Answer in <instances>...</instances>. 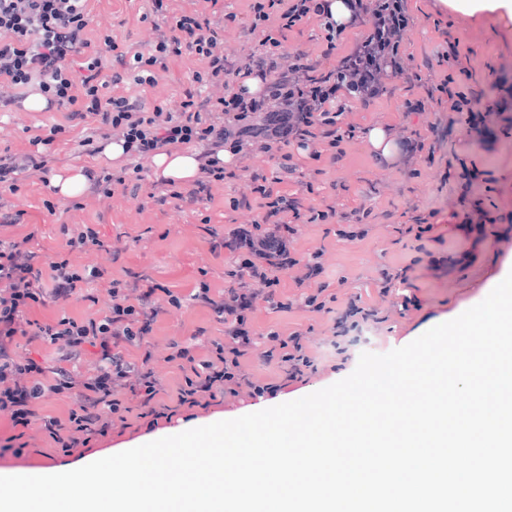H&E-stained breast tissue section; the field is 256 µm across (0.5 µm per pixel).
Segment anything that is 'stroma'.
I'll return each mask as SVG.
<instances>
[{
	"instance_id": "35a3bbf8",
	"label": "stroma",
	"mask_w": 512,
	"mask_h": 512,
	"mask_svg": "<svg viewBox=\"0 0 512 512\" xmlns=\"http://www.w3.org/2000/svg\"><path fill=\"white\" fill-rule=\"evenodd\" d=\"M253 0H169L168 18L202 12L224 19V47L240 57L256 52L264 32H249ZM412 18L404 41L406 62L412 71L431 84L455 80L473 92L490 109L482 133L471 131L465 115L452 113L443 94L423 97L421 89L405 78H392L386 92L367 104L348 103L340 127L355 126L353 139L341 145L339 161L328 156L313 160L299 155L305 186L290 185L304 206H335L337 212L369 210L368 232L349 240L338 235L334 224H303L290 244L291 251L307 257L319 255L326 282L328 310L312 312L298 305L301 293L316 291L317 283L305 281L303 266L280 273L277 297L292 301L289 310L272 309L256 299L251 315L257 334L256 348L241 361L242 371L255 384L275 387L272 395L253 398L247 393L225 396L222 404L202 409L178 405L183 375L167 356L170 345L191 336L223 335L222 319L202 304L174 307L169 294L186 295L200 283L212 294L225 287L224 270L230 255L224 238L235 228L259 220L260 211L249 204L248 185L256 172L272 173L276 161L269 154L246 150L234 156L237 177L212 183L207 199L196 210L161 204L152 197L158 178L151 160H141V188L131 193L115 187L111 197L87 193L61 199L45 186L41 172L34 171L19 183L9 201L19 218L0 222V239L26 241L38 265L54 257L69 259L74 266L96 265L106 276L132 275L142 284H162L154 296L160 312L150 342L154 369L165 391L153 402L160 414L155 429H148L139 406H132L124 431L94 436L87 445L66 453L41 428L43 416L67 418L71 399L53 396L37 402V414L21 437L10 428L0 429V471L27 474L44 465L66 464L104 451L134 448L182 431L233 419L301 398L347 377L359 356L368 351L387 353L403 347L430 328L452 320L480 303L495 287L505 270L512 268V124L498 110L500 78L512 80V21L498 16H467L443 5L442 0H407ZM86 34L101 45L103 96L141 97L178 109L192 89L197 68L189 54L173 57L167 70L157 72L152 87L112 84L118 64L116 50L147 53L156 37L150 0H88ZM111 35L113 46L103 45ZM357 28L346 30L334 51H327L319 23L305 20L279 33L285 54L303 52L317 69L332 68L342 53L360 36ZM422 97V111L405 114V100ZM63 126L51 145L43 147L51 174L77 168L119 171L129 158L107 160L103 154L88 155L79 142L82 128L70 121L68 110L32 112L26 109L0 113V153L31 150L35 137H47L51 127ZM448 128L443 138L433 127ZM415 134L432 146L433 155L418 156L410 169L383 162L369 142L372 128ZM467 181H460V174ZM433 216L434 228L423 237L409 232L412 217ZM92 225L102 242L89 253L69 251L63 226ZM388 269L397 279L389 294H381L378 273ZM377 310L379 322L367 331L334 336L339 314L353 300ZM111 303L105 283L86 288L82 296L62 307L36 311V318L68 316L76 319L105 310ZM280 337L303 333L314 367L298 379L286 378L283 367L267 361L263 353L269 332Z\"/></svg>"
}]
</instances>
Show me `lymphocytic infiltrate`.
<instances>
[{
    "label": "lymphocytic infiltrate",
    "mask_w": 512,
    "mask_h": 512,
    "mask_svg": "<svg viewBox=\"0 0 512 512\" xmlns=\"http://www.w3.org/2000/svg\"><path fill=\"white\" fill-rule=\"evenodd\" d=\"M347 21L333 20L329 0H254L250 30L276 23L289 30L306 19H317L325 32L326 47L335 50L343 33L352 27L363 33L329 70L321 71L298 53L285 57L281 43L265 36L257 53L242 58L224 49L217 21L206 14L180 16L175 25L158 31L148 54H135L129 71L137 85H152L155 70L166 69L171 56L189 52L199 67L193 73L196 90L186 91L179 111L164 105L145 108L128 96L102 97L101 56L98 45L86 36L87 0H0V112L21 107L26 95L43 96L51 109L70 108L74 120L97 122L101 139L117 137L124 156L145 159L181 145L199 147L202 175L186 187L175 181L161 184L159 202L193 205L203 200L215 181L235 178L224 166L220 152L234 154L255 149L278 156L274 175L254 173L250 193L262 211L260 221L235 230L224 246L239 262L224 272L227 286L220 300H211L208 287H200L195 300L211 304L224 319L223 336L209 339L205 358L191 346L173 343L170 361L185 374L179 404L209 406L223 396L225 387L248 388L240 360L256 344L248 315L257 296L270 307L283 309L276 300L279 271L298 260L288 248L302 224H347L344 236L364 237L367 211L337 212L303 207L284 184L302 175L293 149L307 151L317 160L330 150L332 160L342 156L340 145L354 138V127L337 128V111L345 99L369 102L384 94L389 79L410 73L401 45L410 25L406 0H344ZM76 62L80 78H73L68 62ZM128 71V72H129ZM262 82L250 92L246 78ZM224 93L212 97V88ZM35 255L24 243L0 240V419L11 427H28L34 401L51 395L77 400L67 420L44 418L42 427L61 438L65 450L80 445L81 435H107L125 422L131 401L148 406L160 393L161 383L152 367L149 338L159 309L157 285L113 278L108 282L112 304L82 319L61 317L30 319L34 307L67 302L100 278L97 267L73 269L68 260H49L36 267ZM51 288H44V279ZM50 341L59 352L55 373L34 359L18 361L17 337ZM264 356L288 366L297 378L310 359L300 334L280 338L268 333ZM97 351V365L87 376L70 371L87 348Z\"/></svg>",
    "instance_id": "lymphocytic-infiltrate-1"
}]
</instances>
